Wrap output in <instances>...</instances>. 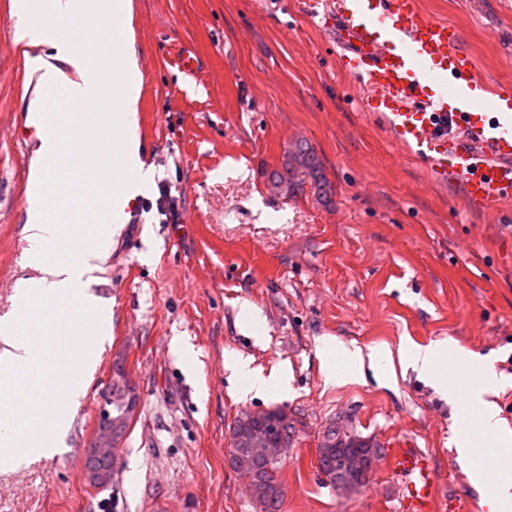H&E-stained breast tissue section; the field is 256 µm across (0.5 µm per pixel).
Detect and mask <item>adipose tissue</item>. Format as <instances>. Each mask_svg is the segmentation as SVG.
<instances>
[{
    "instance_id": "adipose-tissue-1",
    "label": "adipose tissue",
    "mask_w": 512,
    "mask_h": 512,
    "mask_svg": "<svg viewBox=\"0 0 512 512\" xmlns=\"http://www.w3.org/2000/svg\"><path fill=\"white\" fill-rule=\"evenodd\" d=\"M81 16L85 28L103 30L102 38L86 39L72 25ZM129 0H13L12 40L26 62L33 86L31 109L42 106L46 88L61 85L78 99L99 111L125 115L123 148L112 165L85 155L74 145L43 141L31 161L28 206L25 210L28 259L38 275L19 280L15 287L14 313L0 318V380L22 366L30 375L16 383L15 397L0 387V468H16L35 457L53 456L63 445L72 411L84 395L82 381L94 372L99 353L112 332V312L88 288L105 258L108 239L86 243L81 224H55L45 219L41 192L46 173L45 157L63 153L66 163L77 164L91 183L109 195L129 200L142 193L154 180V168L141 158L137 134V93L125 86L136 72L134 42L110 36L113 19L129 26ZM117 82L114 95L99 97L93 82ZM71 244L70 258L46 259L44 252L60 240ZM449 345L435 342L415 345L393 354L383 346L362 348L337 342L328 349L324 376L336 383L339 371L358 377L365 370L401 365L444 393L457 392L469 384L473 409L480 418L477 430L455 440L458 459L484 493L481 505L487 512H512V431L501 422L500 409L490 395L496 377L486 372L479 381H464L448 360ZM495 448L499 454L494 468L500 474L487 485L476 451Z\"/></svg>"
}]
</instances>
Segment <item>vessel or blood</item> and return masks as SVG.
I'll list each match as a JSON object with an SVG mask.
<instances>
[{"label": "vessel or blood", "mask_w": 512, "mask_h": 512, "mask_svg": "<svg viewBox=\"0 0 512 512\" xmlns=\"http://www.w3.org/2000/svg\"><path fill=\"white\" fill-rule=\"evenodd\" d=\"M418 0H332L323 15L335 30L344 73L363 96L364 111L380 117L393 142L425 159L435 181L461 184L476 210L494 212L512 202V102L488 89L478 112L469 96L478 83L473 53L448 22L420 17ZM32 130L69 135L91 152L116 158L121 120L90 124L73 111L63 88L43 94ZM389 472L402 494V512H468L458 497L437 498L435 472L415 445L394 448Z\"/></svg>", "instance_id": "vessel-or-blood-1"}]
</instances>
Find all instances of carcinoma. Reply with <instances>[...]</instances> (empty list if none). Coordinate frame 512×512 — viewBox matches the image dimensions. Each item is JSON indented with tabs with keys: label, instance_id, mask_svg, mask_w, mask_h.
Here are the masks:
<instances>
[{
	"label": "carcinoma",
	"instance_id": "obj_1",
	"mask_svg": "<svg viewBox=\"0 0 512 512\" xmlns=\"http://www.w3.org/2000/svg\"><path fill=\"white\" fill-rule=\"evenodd\" d=\"M275 183L289 191H304L305 187L317 196L326 193L328 183L324 177L321 164L311 150L303 143L298 144L291 158L285 160L282 171L276 174ZM127 371L120 363L112 373V391L108 393V403L112 409V431L123 436L127 433L130 390L125 381ZM284 418L278 408L271 410L262 420H250L243 413L237 417L231 428L230 467L250 478V496L256 512H279L282 498V486L277 478L280 459L258 456L251 449L242 445V437L253 429H261L273 421ZM326 452L319 460L320 467L336 474V439L326 438L321 443Z\"/></svg>",
	"mask_w": 512,
	"mask_h": 512
}]
</instances>
